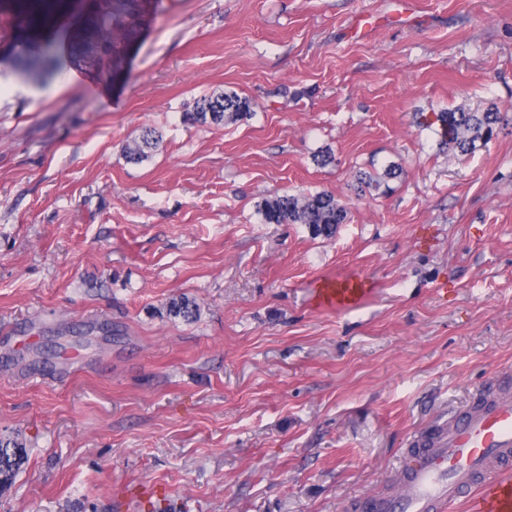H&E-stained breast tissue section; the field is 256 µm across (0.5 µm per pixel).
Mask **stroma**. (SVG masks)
Wrapping results in <instances>:
<instances>
[{
	"instance_id": "stroma-1",
	"label": "stroma",
	"mask_w": 512,
	"mask_h": 512,
	"mask_svg": "<svg viewBox=\"0 0 512 512\" xmlns=\"http://www.w3.org/2000/svg\"><path fill=\"white\" fill-rule=\"evenodd\" d=\"M137 9L111 72L0 65V437L27 448L0 512H137L113 489L140 481L165 512H347L512 376V126L461 156L435 121L512 114V0ZM227 89L251 117L184 122ZM322 190L350 210L333 238L257 212ZM353 276L357 305L323 300ZM154 138L151 131L144 130L139 141L134 140L132 145L126 147V157L135 163H140L149 158L150 151L156 149L159 143V140ZM403 171L400 164L391 163L379 171H358L356 172L354 189L358 195H372L374 193H385L388 188V182L397 178Z\"/></svg>"
}]
</instances>
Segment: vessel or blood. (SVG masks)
I'll use <instances>...</instances> for the list:
<instances>
[{
	"instance_id": "vessel-or-blood-1",
	"label": "vessel or blood",
	"mask_w": 512,
	"mask_h": 512,
	"mask_svg": "<svg viewBox=\"0 0 512 512\" xmlns=\"http://www.w3.org/2000/svg\"><path fill=\"white\" fill-rule=\"evenodd\" d=\"M360 283L327 286L322 296L347 305ZM420 449L400 459L391 476L395 490L368 493L348 504L349 512H452L458 502L469 512H512V388L500 386L477 404L455 413L447 427L421 438ZM128 500L162 498L152 484L117 488Z\"/></svg>"
}]
</instances>
